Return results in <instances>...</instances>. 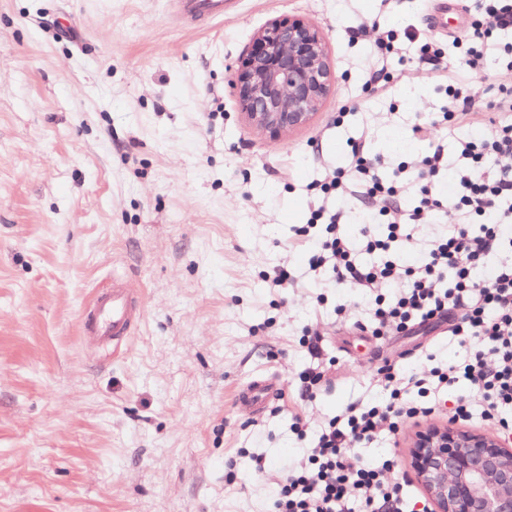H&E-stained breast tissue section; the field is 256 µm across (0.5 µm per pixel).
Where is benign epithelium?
Segmentation results:
<instances>
[{"instance_id": "obj_1", "label": "benign epithelium", "mask_w": 512, "mask_h": 512, "mask_svg": "<svg viewBox=\"0 0 512 512\" xmlns=\"http://www.w3.org/2000/svg\"><path fill=\"white\" fill-rule=\"evenodd\" d=\"M325 38L300 18L274 19L242 57L234 89L247 122L271 139L306 126L331 92ZM412 464L432 512H512V447L456 422L411 441Z\"/></svg>"}]
</instances>
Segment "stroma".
<instances>
[{
    "mask_svg": "<svg viewBox=\"0 0 512 512\" xmlns=\"http://www.w3.org/2000/svg\"><path fill=\"white\" fill-rule=\"evenodd\" d=\"M467 6L229 0L223 20L187 25L166 0H0V512H270L331 418L388 401L380 366L407 376L463 360L446 322L373 335L375 299L394 289L311 271L299 230L323 207L358 244L362 203L317 186L355 143L387 172L427 151L412 126L446 105L447 76L472 80L450 39ZM435 16L444 77L414 56ZM288 17L320 28L335 86L310 124L273 140L244 120L233 82L257 32ZM372 25L394 53L361 35ZM282 268L294 280L278 286ZM112 282L139 310L116 345L85 327ZM308 368L324 373L313 400L298 391ZM259 375L282 396L239 408ZM418 429L355 453L392 461L421 507Z\"/></svg>",
    "mask_w": 512,
    "mask_h": 512,
    "instance_id": "35a3bbf8",
    "label": "stroma"
}]
</instances>
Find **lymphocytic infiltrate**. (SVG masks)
<instances>
[{
  "instance_id": "obj_1",
  "label": "lymphocytic infiltrate",
  "mask_w": 512,
  "mask_h": 512,
  "mask_svg": "<svg viewBox=\"0 0 512 512\" xmlns=\"http://www.w3.org/2000/svg\"><path fill=\"white\" fill-rule=\"evenodd\" d=\"M475 17L461 36L467 49L466 66L484 78L487 60L481 44L494 31L512 27V0H475ZM497 112L498 122L480 139L460 144L465 161L454 175V192L448 199L433 194L426 183L446 168L445 149L437 141L441 122L474 124L480 109ZM415 138L425 141V154L382 178L375 162L353 151L349 168L338 169L321 184L323 193L352 196L372 205L375 216L387 226L386 237L362 227V249L370 262H360L348 243L336 233L339 214L311 211L309 227L324 226L319 252L311 269L329 268L337 282L373 290L398 283L391 301L377 300L372 313L376 334L403 331L450 311L463 312L453 335L466 348L463 362L436 366L400 380L392 366L380 367L390 402L386 405L347 406L343 419H331L309 450V464L289 470L273 500L272 512H407L404 486L391 475L390 464L367 468L348 451L371 441L378 432H397L407 420L437 413L436 403H402L404 385L419 395L455 387L467 380L471 392L459 397L455 420L467 423L480 417L503 437L512 440V264H503L485 278L479 277L486 258L504 248L512 250V85L498 84L484 106H477L466 84L449 85L448 103L441 119L412 126ZM355 176L358 188L348 191L346 179ZM423 181L416 205L402 209L396 202L399 189L409 179ZM447 216L451 229L405 267L389 252L393 243H408L416 225L436 215Z\"/></svg>"
}]
</instances>
